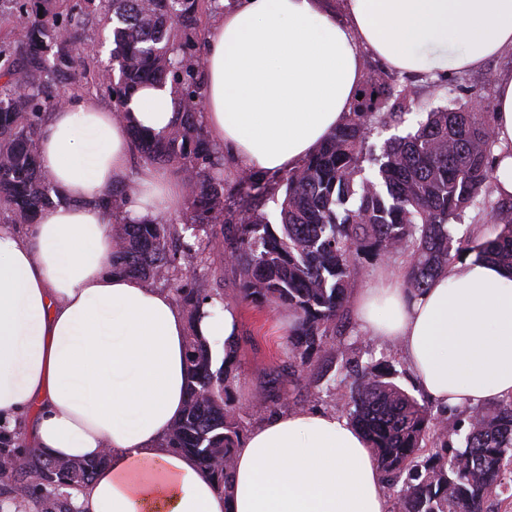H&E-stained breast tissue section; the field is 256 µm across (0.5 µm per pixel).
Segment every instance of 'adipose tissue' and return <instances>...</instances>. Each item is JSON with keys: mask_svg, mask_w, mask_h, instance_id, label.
<instances>
[{"mask_svg": "<svg viewBox=\"0 0 512 512\" xmlns=\"http://www.w3.org/2000/svg\"><path fill=\"white\" fill-rule=\"evenodd\" d=\"M512 52V0H238L209 27L203 121L240 169H297L345 120L364 54L408 74L481 68ZM129 121L93 97L53 112L40 164L61 201L27 236L0 225V420L27 415L31 447L107 462L79 512H389L368 441L319 410L276 414L239 443L229 489L162 440L185 406L187 322L172 296L112 270V213L180 215L182 182L158 165L127 180L129 124L176 121L169 87L145 85ZM494 191L512 199V73L496 84ZM356 304L369 335L400 341L418 386L445 407L512 395V274L470 255L420 293L395 273Z\"/></svg>", "mask_w": 512, "mask_h": 512, "instance_id": "ef3b65f1", "label": "adipose tissue"}]
</instances>
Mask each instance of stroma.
Wrapping results in <instances>:
<instances>
[{"label":"stroma","mask_w":512,"mask_h":512,"mask_svg":"<svg viewBox=\"0 0 512 512\" xmlns=\"http://www.w3.org/2000/svg\"><path fill=\"white\" fill-rule=\"evenodd\" d=\"M511 71L512 53L508 52L492 59L479 70L455 73L439 81L396 75V83L407 84L414 89L418 105L405 115L403 123L374 130L369 139L370 145L378 148L391 137L414 131L418 122L425 119L427 112L457 101L478 98L485 107H494L496 79ZM214 267V272L208 273L207 278L212 281L216 276H223L224 303L239 318L236 339L238 369L232 382V393L237 400L250 406L248 415L243 418L244 428L250 430L271 415L263 400V393L283 365L287 335L294 317L285 308L272 310L242 300L238 296L237 273L225 267L220 258L216 259ZM341 331V344L347 358L362 365L372 360L392 361L399 372L398 383L413 396H420L421 391L413 381L401 343L364 335L354 299L345 302ZM348 395V386H341L336 392L329 393L324 387L315 386L310 379L305 378L292 387L288 409L292 412L322 409L345 416L349 413Z\"/></svg>","instance_id":"obj_1"}]
</instances>
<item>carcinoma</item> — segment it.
I'll return each mask as SVG.
<instances>
[{
	"instance_id": "carcinoma-1",
	"label": "carcinoma",
	"mask_w": 512,
	"mask_h": 512,
	"mask_svg": "<svg viewBox=\"0 0 512 512\" xmlns=\"http://www.w3.org/2000/svg\"><path fill=\"white\" fill-rule=\"evenodd\" d=\"M207 6L224 9L220 0H110L109 63L92 76L120 118L147 82L170 85L179 100L168 132L132 127L130 135L144 162L189 175L181 222L127 218L123 187L101 199L112 209V268L164 282L188 315L186 407L165 446L192 455L218 485L229 486L243 437V408L230 391L234 360L225 357L213 369L212 346L197 330L202 308L224 303V294L193 287L214 265L221 238L228 265L239 271L240 297L295 317L286 375L296 381L325 357L337 364L326 389L352 379L349 415L370 441L382 480L396 490L393 512H491L492 498L512 492V397L472 409L447 428L395 382L393 363L355 369L335 345L348 291L367 261L405 253L413 293L471 253L512 270V206L491 199V116L456 103L428 113L415 133L387 140L377 153L369 145L374 125L400 123L415 97L372 70L345 122L288 172L278 223L263 211L267 183L252 174L238 177L245 206L226 211L224 152L207 137L200 112L196 46ZM95 12V0H0V26L10 33L0 38V212L10 224H33L55 203L39 164V132L62 97L83 90L74 85L85 63L77 47ZM468 209L496 214L497 235L454 237L452 223ZM264 401L288 405L282 381L272 382ZM1 459L16 464L0 469V512H78L72 491L107 461H61L0 436Z\"/></svg>"
}]
</instances>
